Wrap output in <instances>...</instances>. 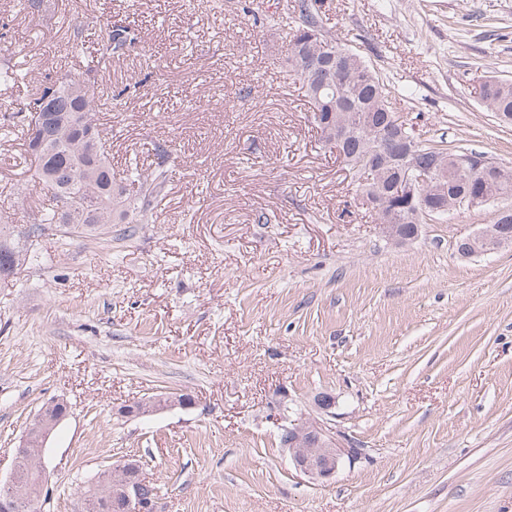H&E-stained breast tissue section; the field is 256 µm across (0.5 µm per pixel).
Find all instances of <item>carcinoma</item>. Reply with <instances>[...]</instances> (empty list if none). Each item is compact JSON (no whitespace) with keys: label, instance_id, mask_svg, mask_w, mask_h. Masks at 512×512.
<instances>
[{"label":"carcinoma","instance_id":"1","mask_svg":"<svg viewBox=\"0 0 512 512\" xmlns=\"http://www.w3.org/2000/svg\"><path fill=\"white\" fill-rule=\"evenodd\" d=\"M295 21L290 28L288 54L285 60L287 75L297 79L309 98L313 119L320 130L321 139L336 130V113H349L350 143L361 145L365 151L364 164L376 159L377 138L380 132L391 126V119L397 111L391 106L392 90L387 82L362 57L342 44L341 40L325 31L321 19V0H295ZM138 42L136 29L127 25H113L108 29L106 39L93 69L112 59L126 54ZM326 45L329 50L322 53L320 62L328 73L327 81L305 75L298 65V52L316 45ZM19 71L9 59L0 61V86L16 84ZM59 94L62 112L57 124L46 130L48 143L45 147V161L36 167L38 184L49 195L51 204L38 210L37 221L29 225L0 224V270L14 265L37 266L43 261L38 250V240L47 235L59 234L68 238H95L110 240L112 237L129 238L136 234L137 225L152 223L151 206L166 187L168 151L155 148V168L148 172L139 166L128 168L120 178L112 175V164L108 159V138L97 131V138H85L89 126H97L95 120V97L90 86L62 75L56 80L38 87L33 98L12 115V127L26 131L31 136L34 112L41 99L49 92ZM482 105L495 116L512 115V82L490 79L481 85ZM406 134L415 144L416 150L425 157L440 155L455 156L457 152L440 148L416 138L411 128ZM342 162L353 171L355 183L365 200H370L372 184L365 182L364 172L348 157ZM405 175V170L388 167L378 176L383 202L371 204L377 221H383L385 212L393 208L401 216H411L416 224L425 223L431 217L430 208L436 201H409L393 191L394 184ZM488 176L494 181L498 196L491 203L498 204L492 224L498 231L512 235V222L499 224L498 214L509 209L512 217V168L503 167L491 171ZM470 187L467 180L455 171H448V197H465ZM97 195L102 212L93 222L84 218L75 209L69 214L62 213L68 205L76 206L77 201ZM119 224L121 228L112 229ZM64 403L59 402L53 410L37 414L29 424L25 436L27 450L21 455L26 461L22 471L16 473L12 491L0 493V503L12 498L18 492L25 495L42 493L46 471L38 469L41 431L45 421L56 417ZM127 481H137L136 472L122 473L113 469L103 473L97 480L88 483L78 492L77 512H124L123 498L117 494V487Z\"/></svg>","mask_w":512,"mask_h":512}]
</instances>
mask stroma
<instances>
[{"mask_svg":"<svg viewBox=\"0 0 512 512\" xmlns=\"http://www.w3.org/2000/svg\"><path fill=\"white\" fill-rule=\"evenodd\" d=\"M294 0H0V216L33 223L35 163L5 119L30 75L95 83L112 170L160 145L169 182L129 240L47 236L41 266L0 279V460L39 408L44 512L136 457L165 512H512V246L460 257L491 208L380 233L282 67ZM325 26L397 93L416 137L512 167V126L479 100L512 81V0H324ZM141 39L87 71L75 27ZM194 407L121 416L134 400ZM325 393L334 406L319 410ZM356 449L329 480L300 472L282 415Z\"/></svg>","mask_w":512,"mask_h":512,"instance_id":"35a3bbf8","label":"stroma"}]
</instances>
